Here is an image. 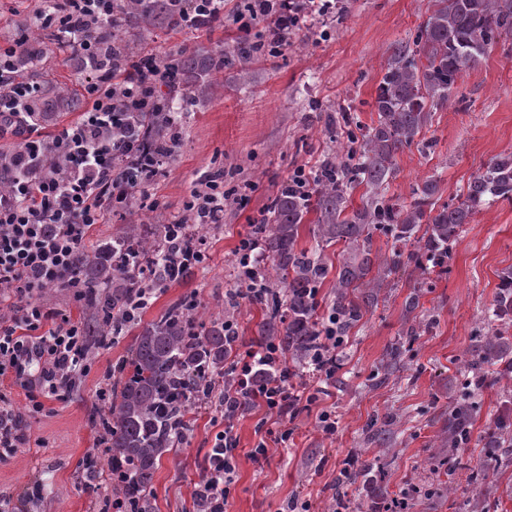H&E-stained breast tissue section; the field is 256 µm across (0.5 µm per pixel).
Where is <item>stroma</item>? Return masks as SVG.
<instances>
[{
  "label": "stroma",
  "mask_w": 512,
  "mask_h": 512,
  "mask_svg": "<svg viewBox=\"0 0 512 512\" xmlns=\"http://www.w3.org/2000/svg\"><path fill=\"white\" fill-rule=\"evenodd\" d=\"M245 0H224V23L210 29L174 32L158 23L128 36L132 54L155 51L165 57L201 47L232 49L241 38L262 43L261 55L236 60L204 81L184 79L186 98L174 101L182 114V141L163 176L147 185L145 208H133L97 225L93 239L110 238L128 228L165 224L184 215L197 178L224 171L229 198L224 222L202 228L211 246L206 266L179 280L151 300L143 320L160 315L170 303L195 296L202 319L224 309V294L236 287L239 244L250 235L270 196L297 167L313 170L332 147L323 131L327 114L344 112L352 127L375 125L373 106L393 44L412 39L423 25L430 0H338L325 16L302 18L287 44L265 46V24L251 20ZM249 25L241 34L240 25ZM50 98H63L56 123L74 121L86 107L81 78L63 55L42 54L35 71ZM512 153V37L497 44L474 67L465 69L447 104L435 111L431 126L397 156L387 197L410 202L412 190L437 180L443 200L461 203L462 189L492 158ZM512 265V203L478 209L453 243L448 266L439 270L407 264L383 289L345 338L336 373L305 378L295 359L293 386L318 393L317 401L299 400L280 417L248 406L234 422L237 481L228 512H284L289 501L326 512L336 479L348 455L371 465L379 492L399 493L409 482L454 484L453 494L419 497L413 512H465L480 500L487 512H512L511 462L489 468L482 484L450 481L446 460L478 458L484 440L501 418L512 417V394L492 384L474 397L471 440L447 451L448 407L464 381V362L476 359L471 335L494 300L498 272ZM426 288L415 311L435 316L433 330L405 342V303L418 283ZM239 338L234 355L257 351L264 342L258 329L266 319L263 305L241 299L233 310ZM131 336L91 349L90 369L64 397L47 401L42 414L28 418L26 447L0 449V506L5 512H103L111 488L92 493L84 480L88 464L101 461L93 425L101 396L115 364L126 357ZM405 345L399 371L388 372L386 356ZM331 411L336 432H322L319 415ZM194 432L177 454L162 459L151 492L153 512H195L192 492L203 476L201 463L223 430L221 414L210 404L193 410ZM386 421L383 440L367 442L365 426ZM287 434L285 446L265 458L251 451L267 431ZM440 459L438 472L426 468Z\"/></svg>",
  "instance_id": "1"
}]
</instances>
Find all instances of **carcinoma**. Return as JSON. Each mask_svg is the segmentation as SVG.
I'll list each match as a JSON object with an SVG mask.
<instances>
[{"label":"carcinoma","mask_w":512,"mask_h":512,"mask_svg":"<svg viewBox=\"0 0 512 512\" xmlns=\"http://www.w3.org/2000/svg\"><path fill=\"white\" fill-rule=\"evenodd\" d=\"M431 2V13L415 38L392 49L375 99L377 124L339 144L314 172L312 186L283 185L254 226L271 261L256 274L270 288L261 298L269 317L260 335L272 338L284 355L304 358L319 343L316 293L333 269L326 246L343 240L351 249L336 273L331 306L336 335L345 336L377 302L380 290L389 286L402 258L445 268L450 245L479 207L512 202V154L493 158L472 177L463 191L464 202L458 205H437L439 184L433 179L417 186L408 205L380 195L394 174L396 155L414 142L431 113L448 102L461 72L512 34V0ZM117 8L125 14L127 33L145 30L156 13L175 20L179 12V6L165 0L146 4L134 14L126 13L124 4ZM112 63L119 68L134 63L120 35L112 42ZM224 65V53L210 52L200 72H217ZM135 134L149 138L154 152L168 153L172 131L159 117L150 112L139 116ZM355 158L361 160L363 180L372 197L347 216L349 161ZM312 212L316 246L300 248V228ZM373 229L391 233L411 250L406 255L398 249L390 256L372 255L369 235ZM164 234L160 228L142 229L131 236V248L125 246V237L114 240L112 291L103 292L94 283L85 285L84 291V302L101 318L97 344L106 346L112 335L136 331L129 359L113 370L110 399L97 420L99 430L108 436L105 464L112 470V482L120 487L121 502L133 512H151L149 493L160 461L193 431L192 406L206 397L216 378L224 376V361L235 345L224 335L223 318L200 322L185 300L172 303L146 323L113 319L119 310L132 307L136 289L142 287L140 279L131 275L127 258L136 254L143 264L153 262L161 253ZM498 278L491 314L499 327H479L472 334L480 359L469 364L471 376L460 398L448 407L450 448L470 439L472 398L487 379L481 365L496 366L497 383L512 380V344L505 336L512 327V267L503 269ZM432 328V320L414 317L405 335L415 340ZM509 442L512 420H501L486 437L485 447L501 448Z\"/></svg>","instance_id":"cac0c4a2"}]
</instances>
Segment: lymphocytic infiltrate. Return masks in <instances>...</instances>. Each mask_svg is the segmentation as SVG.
Listing matches in <instances>:
<instances>
[{
	"instance_id": "lymphocytic-infiltrate-1",
	"label": "lymphocytic infiltrate",
	"mask_w": 512,
	"mask_h": 512,
	"mask_svg": "<svg viewBox=\"0 0 512 512\" xmlns=\"http://www.w3.org/2000/svg\"><path fill=\"white\" fill-rule=\"evenodd\" d=\"M322 16L330 0H249L248 12L268 24L288 26L301 9ZM118 25L116 0H38L19 21L23 35L0 45V137L16 145L0 150V302L10 315L0 318V380H11L28 393V411L42 413L46 400L71 390L87 371L86 336L65 310L51 308L44 290L64 288L80 297L85 277L112 282V260L98 255L88 269L79 263L96 225L131 208L143 185L162 175L168 156L152 154L142 144L140 155L123 152L132 118L152 111L160 91L176 98L181 85L162 66L142 72L114 68L106 33ZM48 31L51 46L84 79L88 106L79 121L48 129L50 114L37 82L18 76L19 63L35 67L24 32ZM142 168L140 178L116 180L118 167ZM224 181L202 175L191 192L189 215L180 220V235L171 236L161 261L144 268L150 286L144 299L177 279L173 264L192 256L198 264L210 259L206 239L190 230L194 224L224 221ZM234 388L216 392L224 428L213 446L214 463L196 486L204 512H225L236 483L237 441L232 422L244 403L287 415L293 392L286 385L284 358L270 347L246 353L233 368Z\"/></svg>"
}]
</instances>
